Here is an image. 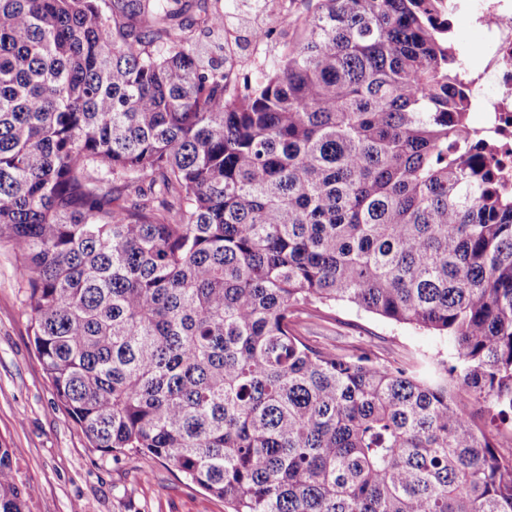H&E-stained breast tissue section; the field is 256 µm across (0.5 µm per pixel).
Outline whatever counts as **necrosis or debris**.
Segmentation results:
<instances>
[{"mask_svg": "<svg viewBox=\"0 0 512 512\" xmlns=\"http://www.w3.org/2000/svg\"><path fill=\"white\" fill-rule=\"evenodd\" d=\"M466 4L482 38L465 51L467 89L477 126L494 143L492 160L512 189V0H452Z\"/></svg>", "mask_w": 512, "mask_h": 512, "instance_id": "obj_1", "label": "necrosis or debris"}]
</instances>
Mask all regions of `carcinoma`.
Segmentation results:
<instances>
[{
  "label": "carcinoma",
  "instance_id": "obj_1",
  "mask_svg": "<svg viewBox=\"0 0 512 512\" xmlns=\"http://www.w3.org/2000/svg\"><path fill=\"white\" fill-rule=\"evenodd\" d=\"M182 0H0V244L53 394L227 512H512V191L466 138L443 0H316L252 79ZM348 302L423 376L296 334ZM0 446V512H25ZM298 329L310 343L340 353L369 345L383 357L410 360L421 374L455 360L454 345L448 337L394 323L345 303L321 307L318 317L301 320ZM492 441L499 447L504 454L512 453V427L509 424H501L499 421L490 423L489 418L485 417L477 421Z\"/></svg>",
  "mask_w": 512,
  "mask_h": 512
}]
</instances>
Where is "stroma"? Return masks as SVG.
Instances as JSON below:
<instances>
[{"label": "stroma", "mask_w": 512, "mask_h": 512, "mask_svg": "<svg viewBox=\"0 0 512 512\" xmlns=\"http://www.w3.org/2000/svg\"><path fill=\"white\" fill-rule=\"evenodd\" d=\"M25 294L9 247L0 248V446L9 448L26 512H225L224 502L174 467L91 448L56 401L29 330ZM310 343L341 353L368 345L410 361L419 373L452 362L445 336L336 303L299 326Z\"/></svg>", "instance_id": "obj_1"}]
</instances>
